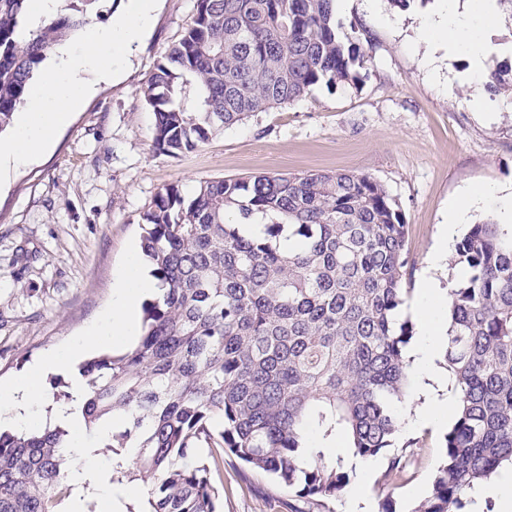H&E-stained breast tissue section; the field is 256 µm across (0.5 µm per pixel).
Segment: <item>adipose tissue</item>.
I'll use <instances>...</instances> for the list:
<instances>
[{
  "mask_svg": "<svg viewBox=\"0 0 512 512\" xmlns=\"http://www.w3.org/2000/svg\"><path fill=\"white\" fill-rule=\"evenodd\" d=\"M441 12L425 22L424 36L450 51L472 56L476 64L470 81H480L485 73L482 60L493 47L487 39L497 14V0H442ZM155 8V0H128L122 14L109 25L91 29L77 47H62L54 63L35 85L24 106L13 134L0 139V162L15 166L28 163L50 143L54 130L63 126L69 114L89 93L84 75L94 71L100 78L116 75L127 64L144 37ZM491 207L501 224H512V191L496 186L464 191L448 206V216L440 248L430 259L421 292L410 304L416 322L418 341L407 355L410 370L418 380L420 399L406 410L414 425L444 426L456 409V381L441 360L448 333L444 311L448 293L435 276L448 255L460 225L470 222L481 207ZM157 280L141 273L136 258H129L125 268L112 282V305L92 326L76 337L65 356L50 355L11 381L0 383V425L23 434L38 432L47 421H55L71 431L65 448L76 465L70 472L75 489L91 487L98 512H115L122 501L143 495L140 485L111 482L99 463L98 451L113 429L122 427L121 415H113L94 428H87L77 405L84 394L81 378H74L76 403L53 416L45 414L44 379L58 369L63 359H74L109 339L121 345L138 334V307L143 297L158 294ZM473 512H483L487 502H494L500 512H512V469H503L494 479L479 483L470 491Z\"/></svg>",
  "mask_w": 512,
  "mask_h": 512,
  "instance_id": "1",
  "label": "adipose tissue"
}]
</instances>
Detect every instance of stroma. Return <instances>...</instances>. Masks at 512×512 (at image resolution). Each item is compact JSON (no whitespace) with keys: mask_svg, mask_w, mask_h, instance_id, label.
I'll use <instances>...</instances> for the list:
<instances>
[{"mask_svg":"<svg viewBox=\"0 0 512 512\" xmlns=\"http://www.w3.org/2000/svg\"><path fill=\"white\" fill-rule=\"evenodd\" d=\"M195 0H156L152 24L113 79L94 80L81 107L27 165L0 170V380L61 352L112 302V278L140 249L141 214L164 187L192 194L200 181L261 174L354 171L380 182L407 224L412 282L420 284L439 245L449 202L478 185L512 187V97L478 111L462 80L467 56L447 57L423 40L435 0L409 9L390 0H344L336 18L372 57L361 82L260 112L178 157L153 147L155 115L145 89L156 63L177 42ZM443 431L400 426L396 442L419 441L414 463L388 488L375 480L388 455L352 473L365 484L368 512L390 502L410 512L429 492L442 458ZM223 512H342L299 498L225 458Z\"/></svg>","mask_w":512,"mask_h":512,"instance_id":"obj_1","label":"stroma"}]
</instances>
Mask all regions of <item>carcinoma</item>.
Instances as JSON below:
<instances>
[{"mask_svg": "<svg viewBox=\"0 0 512 512\" xmlns=\"http://www.w3.org/2000/svg\"><path fill=\"white\" fill-rule=\"evenodd\" d=\"M29 0H0V133L41 63L92 22L98 0L28 26ZM27 30V38L19 32ZM370 57L342 31L333 0H196L182 38L154 68V149L177 157L224 128L323 85L360 82ZM485 88L511 93L492 70ZM196 96L194 111L179 97ZM142 251L163 291L127 352L85 362L88 426L120 413L105 447L137 448L132 476L149 512H217L204 446L231 454L302 498L328 500L350 475L325 461L340 437L372 459L394 447L410 390L401 319L412 289L407 224L386 188L355 172L205 180L160 192L140 217ZM242 224H259L245 235ZM445 361L459 387L432 489L412 512H466L469 490L512 465V225L475 224L457 243ZM67 430L0 431V512H54L70 467ZM389 459L378 485L404 471Z\"/></svg>", "mask_w": 512, "mask_h": 512, "instance_id": "carcinoma-1", "label": "carcinoma"}]
</instances>
